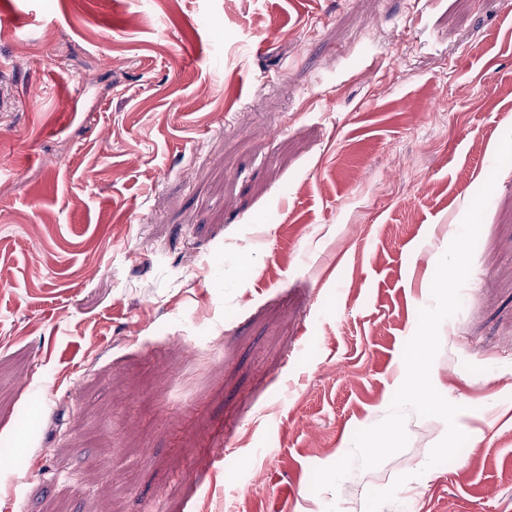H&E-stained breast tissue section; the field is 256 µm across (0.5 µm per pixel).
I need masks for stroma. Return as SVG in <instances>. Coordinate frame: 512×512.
<instances>
[{
    "mask_svg": "<svg viewBox=\"0 0 512 512\" xmlns=\"http://www.w3.org/2000/svg\"><path fill=\"white\" fill-rule=\"evenodd\" d=\"M507 0H0V512H512ZM431 380L468 437L313 492ZM120 483V495L110 492Z\"/></svg>",
    "mask_w": 512,
    "mask_h": 512,
    "instance_id": "1",
    "label": "stroma"
}]
</instances>
